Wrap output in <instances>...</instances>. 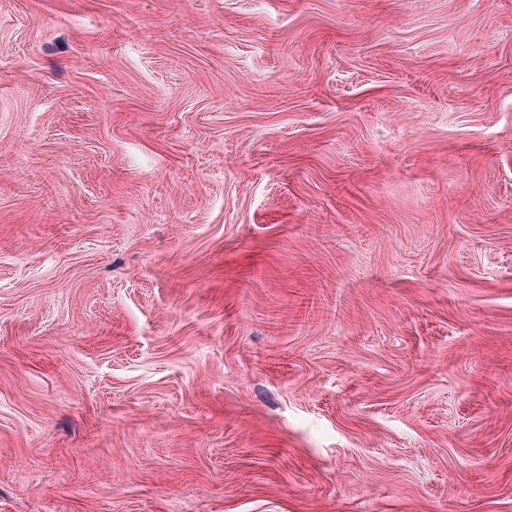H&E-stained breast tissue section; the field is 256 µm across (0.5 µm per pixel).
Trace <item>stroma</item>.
<instances>
[{
    "label": "stroma",
    "mask_w": 512,
    "mask_h": 512,
    "mask_svg": "<svg viewBox=\"0 0 512 512\" xmlns=\"http://www.w3.org/2000/svg\"><path fill=\"white\" fill-rule=\"evenodd\" d=\"M0 512H512V0H0Z\"/></svg>",
    "instance_id": "1"
}]
</instances>
